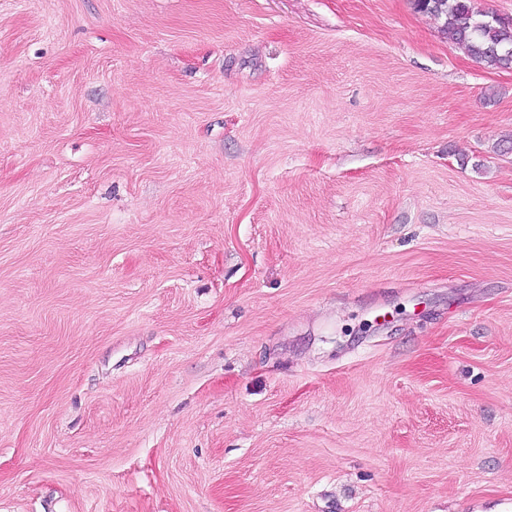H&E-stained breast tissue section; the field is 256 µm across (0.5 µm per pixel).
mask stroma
Wrapping results in <instances>:
<instances>
[{"mask_svg":"<svg viewBox=\"0 0 512 512\" xmlns=\"http://www.w3.org/2000/svg\"><path fill=\"white\" fill-rule=\"evenodd\" d=\"M510 138L412 0H0V512H512Z\"/></svg>","mask_w":512,"mask_h":512,"instance_id":"obj_1","label":"stroma"}]
</instances>
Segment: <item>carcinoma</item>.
<instances>
[{"instance_id": "1", "label": "carcinoma", "mask_w": 512, "mask_h": 512, "mask_svg": "<svg viewBox=\"0 0 512 512\" xmlns=\"http://www.w3.org/2000/svg\"><path fill=\"white\" fill-rule=\"evenodd\" d=\"M413 6L440 21L448 41L486 68L512 62V17L480 11L473 0H413Z\"/></svg>"}]
</instances>
